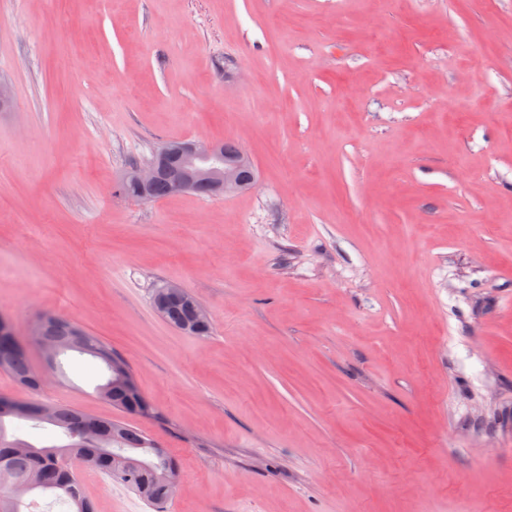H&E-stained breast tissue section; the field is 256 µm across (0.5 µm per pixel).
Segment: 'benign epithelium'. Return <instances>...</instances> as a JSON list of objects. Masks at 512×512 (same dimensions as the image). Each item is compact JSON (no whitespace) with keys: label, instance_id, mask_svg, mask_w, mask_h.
Listing matches in <instances>:
<instances>
[{"label":"benign epithelium","instance_id":"benign-epithelium-1","mask_svg":"<svg viewBox=\"0 0 512 512\" xmlns=\"http://www.w3.org/2000/svg\"><path fill=\"white\" fill-rule=\"evenodd\" d=\"M251 165L252 160L244 152L239 153L233 163L224 161V145L220 142L165 144L152 160L126 171L117 187L124 195L133 188L147 199L158 175L165 171L175 190L228 195L244 186L240 170Z\"/></svg>","mask_w":512,"mask_h":512}]
</instances>
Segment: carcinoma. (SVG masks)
Returning <instances> with one entry per match:
<instances>
[{
  "mask_svg": "<svg viewBox=\"0 0 512 512\" xmlns=\"http://www.w3.org/2000/svg\"><path fill=\"white\" fill-rule=\"evenodd\" d=\"M152 306L164 313V321L178 331L193 328L191 335L205 336L211 324L194 325L198 300L186 289L171 290L165 285L154 289ZM44 330L64 350H76L99 361L108 373L98 393L126 414L144 417L156 415L154 405L138 386L121 387L125 378H133L126 361L107 343L86 329L76 335L77 326L49 314L39 317ZM0 369L9 373L22 387H38L27 347L16 335L0 334ZM13 411L0 416V512H31L29 503L17 499L9 488L35 485L36 493H51L71 505L73 512H94L74 464L80 462L94 471L135 491L154 507L169 502L167 482L181 474L178 460L157 446L150 436L126 423L100 419L73 407L58 406L46 400H12ZM24 420L35 426L52 425L66 437L62 445L37 446L8 434L7 423Z\"/></svg>",
  "mask_w": 512,
  "mask_h": 512,
  "instance_id": "1",
  "label": "carcinoma"
}]
</instances>
